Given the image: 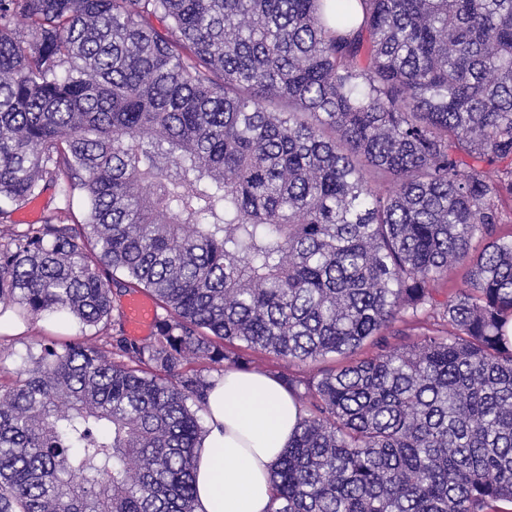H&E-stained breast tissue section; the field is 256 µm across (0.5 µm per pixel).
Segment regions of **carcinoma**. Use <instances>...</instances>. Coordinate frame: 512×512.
I'll return each mask as SVG.
<instances>
[{"label": "carcinoma", "instance_id": "cac0c4a2", "mask_svg": "<svg viewBox=\"0 0 512 512\" xmlns=\"http://www.w3.org/2000/svg\"><path fill=\"white\" fill-rule=\"evenodd\" d=\"M508 223L512 0H0V306L94 329L0 337V512H194L244 348L341 358L269 512H507ZM54 207H63V201L54 195L53 190H49L35 203L15 211L12 218L21 229L24 224H39L46 208ZM130 334L142 335L155 318L154 304L149 296H142L129 302L126 310Z\"/></svg>", "mask_w": 512, "mask_h": 512}]
</instances>
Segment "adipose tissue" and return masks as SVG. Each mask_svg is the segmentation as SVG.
I'll use <instances>...</instances> for the list:
<instances>
[{"mask_svg": "<svg viewBox=\"0 0 512 512\" xmlns=\"http://www.w3.org/2000/svg\"><path fill=\"white\" fill-rule=\"evenodd\" d=\"M206 432L195 458V512H268L272 471L299 407L275 377L226 369L207 392Z\"/></svg>", "mask_w": 512, "mask_h": 512, "instance_id": "adipose-tissue-1", "label": "adipose tissue"}]
</instances>
